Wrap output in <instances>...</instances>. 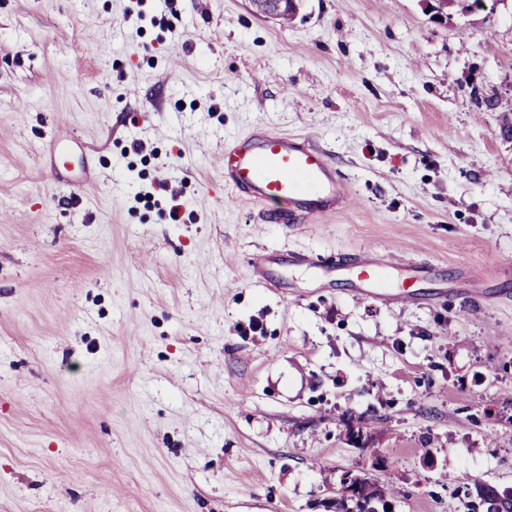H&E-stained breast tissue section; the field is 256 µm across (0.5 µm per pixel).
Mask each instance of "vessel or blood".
Segmentation results:
<instances>
[{
  "label": "vessel or blood",
  "instance_id": "b4317fda",
  "mask_svg": "<svg viewBox=\"0 0 512 512\" xmlns=\"http://www.w3.org/2000/svg\"><path fill=\"white\" fill-rule=\"evenodd\" d=\"M224 180L233 198L271 204L269 221L279 222L299 215L314 221L343 208L348 200L346 181L327 152L303 135L253 129L224 148ZM296 266L312 269L321 284L353 274L355 297L384 305L418 301L412 289L401 293L392 286L404 268L422 275L420 265L386 253L364 251L343 262L327 263L319 255L299 253Z\"/></svg>",
  "mask_w": 512,
  "mask_h": 512
}]
</instances>
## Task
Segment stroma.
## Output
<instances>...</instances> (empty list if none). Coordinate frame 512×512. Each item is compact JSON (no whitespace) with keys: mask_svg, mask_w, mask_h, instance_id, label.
<instances>
[{"mask_svg":"<svg viewBox=\"0 0 512 512\" xmlns=\"http://www.w3.org/2000/svg\"><path fill=\"white\" fill-rule=\"evenodd\" d=\"M510 113L512 0H0V512H335L347 471L392 512L512 487ZM256 126L326 151L351 206L227 203ZM397 244L445 298L290 263Z\"/></svg>","mask_w":512,"mask_h":512,"instance_id":"obj_1","label":"stroma"}]
</instances>
